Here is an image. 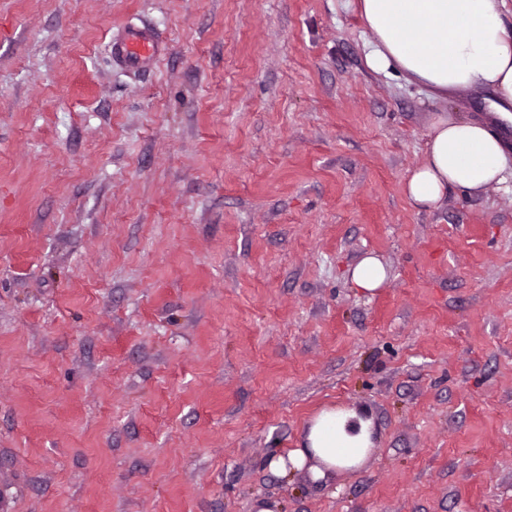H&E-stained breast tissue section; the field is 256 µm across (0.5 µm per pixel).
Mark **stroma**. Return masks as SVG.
<instances>
[{
  "label": "stroma",
  "instance_id": "35a3bbf8",
  "mask_svg": "<svg viewBox=\"0 0 512 512\" xmlns=\"http://www.w3.org/2000/svg\"><path fill=\"white\" fill-rule=\"evenodd\" d=\"M368 40L355 0H0L10 512H512V170L414 207L433 116L487 108ZM336 406L360 469L271 468ZM112 48L119 58L133 68L152 64L163 51L159 38L145 29L128 32L121 41L114 42ZM353 284L363 294H374L387 279L386 270L380 260L372 255L364 257L350 270Z\"/></svg>",
  "mask_w": 512,
  "mask_h": 512
}]
</instances>
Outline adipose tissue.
<instances>
[{"instance_id": "1", "label": "adipose tissue", "mask_w": 512, "mask_h": 512, "mask_svg": "<svg viewBox=\"0 0 512 512\" xmlns=\"http://www.w3.org/2000/svg\"><path fill=\"white\" fill-rule=\"evenodd\" d=\"M370 34L367 66L400 71L442 97L460 90L486 94L493 114L512 122V35L506 18L512 0H358ZM512 153L488 123L445 112L433 116L425 157L404 185L421 209L438 207L452 187L479 195L501 183ZM373 422L356 409L322 410L301 447L272 468L306 470L330 483L361 466L373 445Z\"/></svg>"}]
</instances>
